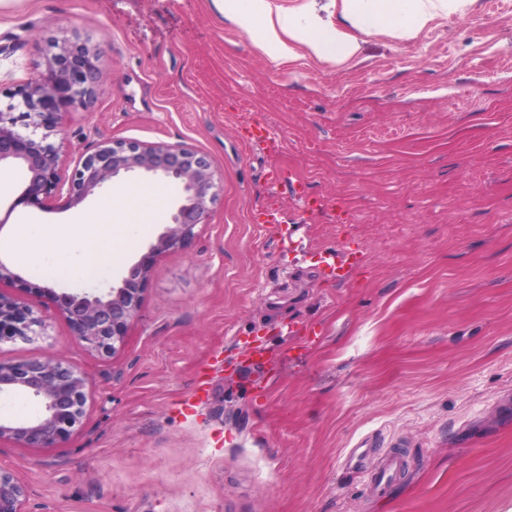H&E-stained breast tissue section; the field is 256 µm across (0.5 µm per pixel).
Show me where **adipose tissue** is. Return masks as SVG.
I'll return each mask as SVG.
<instances>
[{"label":"adipose tissue","mask_w":512,"mask_h":512,"mask_svg":"<svg viewBox=\"0 0 512 512\" xmlns=\"http://www.w3.org/2000/svg\"><path fill=\"white\" fill-rule=\"evenodd\" d=\"M217 12L240 26L271 60L303 49L320 60L342 63L360 43L349 31L386 32L411 37L426 28L434 12L429 0H302L295 8L273 7L270 0H213ZM339 9L341 22L324 19L325 7ZM163 187L129 186L71 224H21L13 233L16 259L41 277L96 281L105 277L118 244L139 227L153 223L161 211Z\"/></svg>","instance_id":"obj_1"}]
</instances>
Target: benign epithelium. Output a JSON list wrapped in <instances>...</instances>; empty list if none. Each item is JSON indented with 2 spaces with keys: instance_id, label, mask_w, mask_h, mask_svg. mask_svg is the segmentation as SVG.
Returning a JSON list of instances; mask_svg holds the SVG:
<instances>
[{
  "instance_id": "1",
  "label": "benign epithelium",
  "mask_w": 512,
  "mask_h": 512,
  "mask_svg": "<svg viewBox=\"0 0 512 512\" xmlns=\"http://www.w3.org/2000/svg\"><path fill=\"white\" fill-rule=\"evenodd\" d=\"M101 52L99 45L90 47L69 39L57 42V52L48 58L54 81L32 77L0 106V169L20 167L26 171L28 182L18 203L38 208L62 195L66 207H77L130 173L151 174L181 186L183 196L171 215V224L120 285L98 293L63 295L48 286L37 287L56 300L73 336L88 351L110 357L139 316L150 259L178 247L194 235L198 225L209 222L221 179L205 156L182 144L140 146L110 140L85 156L69 182L63 183L59 153L50 141L58 122L48 119L47 107L62 88L71 103L84 105L92 99L100 80L95 60ZM46 320L45 315H34L22 299L0 293V344L34 340L43 334ZM87 387L88 380L77 367L54 358L0 361V397L23 392L38 407L35 415L22 423L0 419V442L11 441L21 448H51L71 436L83 424ZM25 501L24 487L11 473L0 470V512H26Z\"/></svg>"
}]
</instances>
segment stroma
Wrapping results in <instances>:
<instances>
[{
	"label": "stroma",
	"mask_w": 512,
	"mask_h": 512,
	"mask_svg": "<svg viewBox=\"0 0 512 512\" xmlns=\"http://www.w3.org/2000/svg\"><path fill=\"white\" fill-rule=\"evenodd\" d=\"M102 45L86 107L60 106L61 175L104 140L187 145L222 178L209 223L155 258L117 352L83 348L38 288L75 289L16 262L15 224H68L78 209L13 207L27 182L0 172V293L47 312L42 336L0 360L80 368L83 427L54 448L0 442L26 512H512V0H439L410 38L358 33L336 65L272 62L212 0H11L0 6V100L50 79L51 42ZM261 120L279 148L244 143ZM279 183H270L271 174ZM307 186L323 205L289 191ZM92 291L120 284L182 198L168 184ZM277 207L295 233L264 226ZM365 252L344 284L317 248ZM312 327L308 340L279 322ZM275 360L247 385L252 337ZM371 433L408 463L387 498L345 467Z\"/></svg>",
	"instance_id": "stroma-1"
}]
</instances>
